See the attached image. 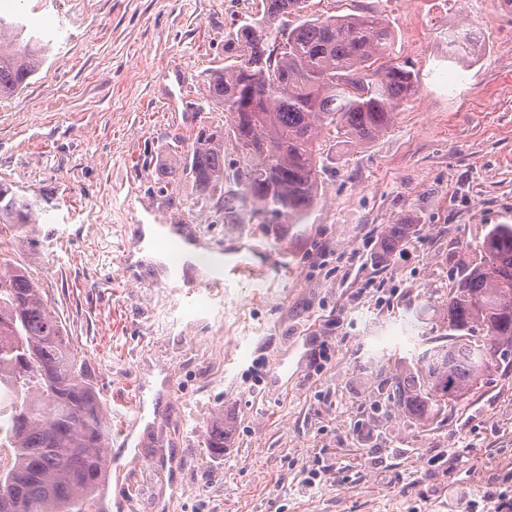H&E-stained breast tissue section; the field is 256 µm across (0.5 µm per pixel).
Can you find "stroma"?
Here are the masks:
<instances>
[{
    "label": "stroma",
    "mask_w": 512,
    "mask_h": 512,
    "mask_svg": "<svg viewBox=\"0 0 512 512\" xmlns=\"http://www.w3.org/2000/svg\"><path fill=\"white\" fill-rule=\"evenodd\" d=\"M260 7L0 0L46 43L27 84L0 99V183L47 200L39 244L20 255L94 369L128 512H472L473 499L489 512L483 493L512 494V377H491L425 428L374 403L396 360L441 335L457 260L512 224V9L310 0L319 14L386 19L419 92L384 135L331 150L302 223L262 224L243 204H196L188 182L159 192L154 175L173 163L174 136L223 122L205 76ZM468 24L478 60L450 61L448 31ZM145 224H189L222 243L223 295L188 299L167 265L140 260ZM389 224L417 232L383 261ZM241 261L253 272L230 275Z\"/></svg>",
    "instance_id": "1"
}]
</instances>
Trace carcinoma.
I'll list each match as a JSON object with an SVG mask.
<instances>
[{"label":"carcinoma","mask_w":512,"mask_h":512,"mask_svg":"<svg viewBox=\"0 0 512 512\" xmlns=\"http://www.w3.org/2000/svg\"><path fill=\"white\" fill-rule=\"evenodd\" d=\"M308 0H262L263 9L232 31L224 67L206 75L210 103L225 122L197 127L182 161L156 169L161 190L189 180L197 202H249L271 224L302 220L317 200L329 143L367 144L392 124L418 90L407 64L391 60L395 35L374 15H318ZM22 32L0 37V97L37 71L41 50ZM478 40L448 31V58L464 60ZM234 141L238 190L224 191V140ZM38 200L0 184V226L35 242L29 216ZM414 224H389L379 257L403 249ZM443 342L390 378L388 402L417 424H432L452 403L512 371V225L495 224L446 299ZM0 512H100L111 429L92 365L66 340L65 327L35 278L0 256Z\"/></svg>","instance_id":"obj_1"}]
</instances>
